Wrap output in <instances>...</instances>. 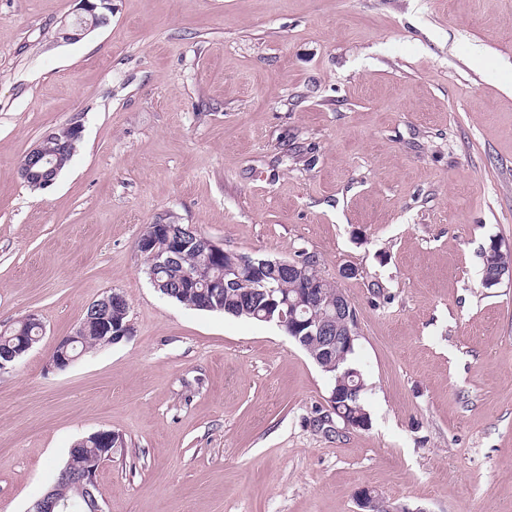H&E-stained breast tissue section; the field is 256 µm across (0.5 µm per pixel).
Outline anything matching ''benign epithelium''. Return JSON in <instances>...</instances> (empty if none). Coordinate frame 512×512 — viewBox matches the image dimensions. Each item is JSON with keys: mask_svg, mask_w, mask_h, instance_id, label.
Returning a JSON list of instances; mask_svg holds the SVG:
<instances>
[{"mask_svg": "<svg viewBox=\"0 0 512 512\" xmlns=\"http://www.w3.org/2000/svg\"><path fill=\"white\" fill-rule=\"evenodd\" d=\"M83 14L74 21L66 23L61 29V38L67 42L77 41L97 27L108 24L112 15V0H80ZM83 126L78 122H72L63 126L48 130L43 140H51L58 146L59 154H66L75 142L82 138ZM28 161L20 168L21 178L27 182L33 178L38 180L40 189L51 187L59 174L61 165L46 158L43 144H38L27 153ZM176 223L173 216H165L154 224L148 225L140 236L137 247L145 257L151 268L159 270L166 267L182 255L185 248L184 242L171 238L172 224ZM195 250L203 261L210 264L224 258L227 251L208 238L199 234L194 235ZM491 259L495 264V274L491 282L500 284L504 276L512 277V264L498 258L502 254V246L494 242L489 247ZM281 277L295 280L309 285V289L302 295H297L295 301L288 300L287 295L274 298L275 289L266 286L269 278ZM252 279L250 291L261 292L268 296L264 307L253 309L250 307L249 297L243 298L242 310L251 313V316L265 322H275L289 337L297 340L304 336H318L324 346L323 354L332 358L333 362L342 360V357L350 350L353 341L358 338L357 314L354 304L343 289H336V299L324 300L323 293L315 290L316 284L323 283L325 277L320 273L318 265L312 261L300 259H274L262 260L247 255H236V261L224 267V278L215 280L209 284L211 288H229L245 283V279ZM293 304L302 307V312L319 311L322 317L312 316L299 319L296 316H288L279 310L281 306ZM128 302L125 296L117 291L105 293L99 300L93 302L89 309L99 312V333L110 344H117L132 333L131 324L128 322H115L110 317L112 307L126 306ZM278 315H273V312ZM82 330L68 337L62 338L55 346L46 367L49 370H64L71 366L77 357L67 352L68 345L81 335ZM31 345L21 342L14 349L0 354V371L7 369L17 358L26 354ZM94 437L102 441L101 448L97 450V456L90 459L83 470L69 472L63 470L61 479L70 483L74 493L93 498L97 501L96 512H105L100 504V493L96 481V474L101 464L112 456V433L99 431ZM380 500L379 494L372 488L363 487L356 493L359 512H373V506ZM66 504L62 503L56 495V489L48 490L39 500L35 501L28 512H61Z\"/></svg>", "mask_w": 512, "mask_h": 512, "instance_id": "benign-epithelium-1", "label": "benign epithelium"}]
</instances>
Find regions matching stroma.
Here are the masks:
<instances>
[{"label": "stroma", "instance_id": "1", "mask_svg": "<svg viewBox=\"0 0 512 512\" xmlns=\"http://www.w3.org/2000/svg\"><path fill=\"white\" fill-rule=\"evenodd\" d=\"M0 0V512H27L74 443L119 437L106 512H512V0ZM82 138L46 191L23 157ZM177 217L226 251L316 255L355 305L368 429L273 323L185 307L137 242ZM133 333L46 362L106 292ZM83 15L61 29V38L66 42L77 41L97 27L108 24L112 15V0H78ZM82 131L83 126L78 122H72L48 130L42 137L43 140L40 141V143L34 148H32L26 155L28 161L24 166L20 168V176L23 181L28 184L29 180L32 178H37L41 190H46L51 187L62 171L60 170L61 165L58 161L53 162L52 160L45 158L47 155L46 152L49 154V157L53 158L55 161L56 159L53 157L55 153V146H58L59 151V153H57L55 156L56 158H59L62 154H66L70 147L73 146L77 140L82 138ZM46 140H51L55 142L56 145L55 143L46 144L45 152L43 142ZM79 142L80 141L76 142L75 152ZM26 156L22 160V164L24 163ZM47 165L50 166L45 168L43 171L33 170L35 167L44 168ZM28 187L33 191L40 190L34 184H28ZM82 333V327H80L76 332L71 336H65L62 338L55 346L52 351L49 359L47 361L46 367L49 370H63L71 366L77 359L78 356H70L67 352L68 345L76 340ZM6 329L1 330L2 334H4ZM2 334L0 333V350L1 353L2 351L8 352L0 354V371L7 369V366L13 364L17 360V358L26 354L31 349L32 346V343L27 344L26 342L22 341L20 344H18L17 347L11 349L13 340L9 338V335H11L12 333H6L5 335ZM38 342L39 339L34 341L32 348Z\"/></svg>", "mask_w": 512, "mask_h": 512}]
</instances>
